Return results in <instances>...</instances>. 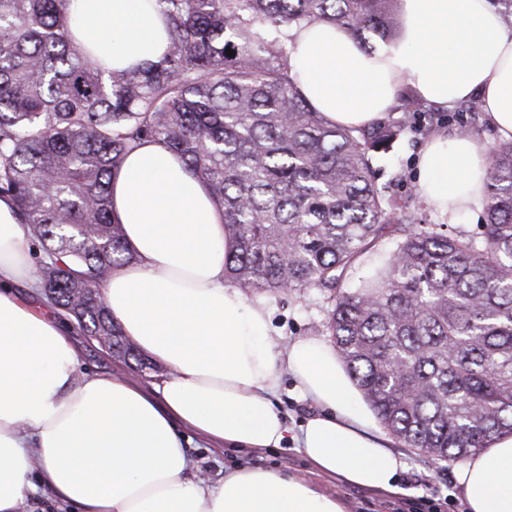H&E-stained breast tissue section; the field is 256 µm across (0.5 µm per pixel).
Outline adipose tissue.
<instances>
[{"label": "adipose tissue", "mask_w": 512, "mask_h": 512, "mask_svg": "<svg viewBox=\"0 0 512 512\" xmlns=\"http://www.w3.org/2000/svg\"><path fill=\"white\" fill-rule=\"evenodd\" d=\"M396 35L366 53L346 29L292 31L290 64L310 104L360 127L384 118L401 87L448 107L478 98L512 137V27L489 0H398ZM69 30L100 64L144 68L168 45L153 0H69ZM486 151L471 137L431 138L418 166L424 196L448 218L486 204ZM112 213L134 260L104 296L125 336L167 372L152 390L120 373L80 371L71 327L37 288L30 238L0 199V512L43 492L77 512H344L307 479L240 465L199 478L184 430L206 445L276 448L288 427L272 392L287 367L318 407L299 444L319 474L382 491L402 468L392 440L335 350L304 337L277 349L262 304L228 285L224 216L181 159L157 143L111 180ZM467 512H512V436L457 465Z\"/></svg>", "instance_id": "ef3b65f1"}]
</instances>
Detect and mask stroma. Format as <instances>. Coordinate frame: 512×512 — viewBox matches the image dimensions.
I'll return each mask as SVG.
<instances>
[{
	"instance_id": "obj_1",
	"label": "stroma",
	"mask_w": 512,
	"mask_h": 512,
	"mask_svg": "<svg viewBox=\"0 0 512 512\" xmlns=\"http://www.w3.org/2000/svg\"><path fill=\"white\" fill-rule=\"evenodd\" d=\"M427 143L426 137L416 136L404 139L381 162L380 181H387L400 174L405 178V189H417V160ZM268 313V334L279 345L285 346L295 339L315 337L325 339L322 323L326 305L321 295L314 291L272 295L259 294ZM81 370L97 373L120 371L128 378L144 385L158 380V373L142 372L104 352L96 342H84L79 355ZM276 409L283 414L289 432L280 447L259 451H240L228 448L216 451L204 446L197 438H189L186 443L188 455L195 461L199 470L212 481L223 478L227 469L244 463L270 468L283 474L300 475L309 479L319 489L336 495L344 501L346 512H390L391 503L400 497H419L428 493L430 488L439 489L442 494L459 498L460 492L452 460H436L419 451L394 444L393 449L400 454L403 473L417 474L420 482L417 486L400 485L398 493L367 490L346 484L335 478L318 474L309 464L298 446L300 427L316 410L315 404L304 398L298 383L287 368H279L273 396Z\"/></svg>"
}]
</instances>
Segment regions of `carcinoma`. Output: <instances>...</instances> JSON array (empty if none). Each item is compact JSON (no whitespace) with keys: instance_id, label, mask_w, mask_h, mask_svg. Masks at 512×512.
<instances>
[{"instance_id":"carcinoma-1","label":"carcinoma","mask_w":512,"mask_h":512,"mask_svg":"<svg viewBox=\"0 0 512 512\" xmlns=\"http://www.w3.org/2000/svg\"><path fill=\"white\" fill-rule=\"evenodd\" d=\"M68 2L0 0V197L42 246L55 307L156 370L92 297L134 259L112 175L155 141L224 211L231 285L320 291L326 335L402 445L462 460L512 434V138L490 147L478 231L450 233L418 220L393 188L403 176L381 183L375 167L421 130L427 103L406 90L402 116L342 127L291 70L289 30L329 23L365 47L395 35L396 0H156L167 51L137 71L92 61L68 33ZM385 242V261L358 275Z\"/></svg>"}]
</instances>
